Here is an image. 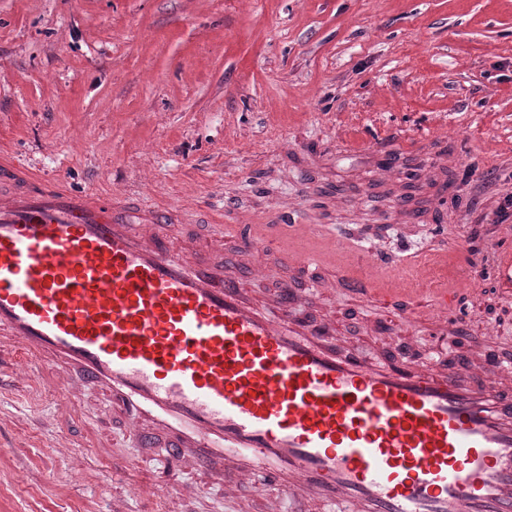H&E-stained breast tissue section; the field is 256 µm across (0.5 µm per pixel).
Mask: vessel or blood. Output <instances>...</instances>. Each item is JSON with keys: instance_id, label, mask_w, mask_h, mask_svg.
<instances>
[{"instance_id": "1", "label": "vessel or blood", "mask_w": 512, "mask_h": 512, "mask_svg": "<svg viewBox=\"0 0 512 512\" xmlns=\"http://www.w3.org/2000/svg\"><path fill=\"white\" fill-rule=\"evenodd\" d=\"M169 207L43 181L0 162V373L44 362L67 416L75 390L108 393L128 432L214 478L263 473L347 512H512V369L487 373L448 313L479 280L460 248L388 265L315 224L217 225L231 262L180 256ZM331 270L362 300L430 313L455 364L374 362L301 319L290 289L269 311L237 271L252 250Z\"/></svg>"}]
</instances>
